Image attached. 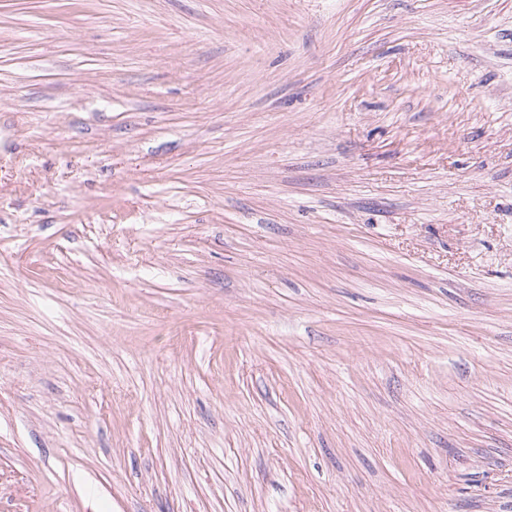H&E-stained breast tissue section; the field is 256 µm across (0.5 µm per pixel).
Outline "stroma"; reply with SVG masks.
<instances>
[{
  "label": "stroma",
  "instance_id": "35a3bbf8",
  "mask_svg": "<svg viewBox=\"0 0 512 512\" xmlns=\"http://www.w3.org/2000/svg\"><path fill=\"white\" fill-rule=\"evenodd\" d=\"M0 512H512V0H0Z\"/></svg>",
  "mask_w": 512,
  "mask_h": 512
}]
</instances>
